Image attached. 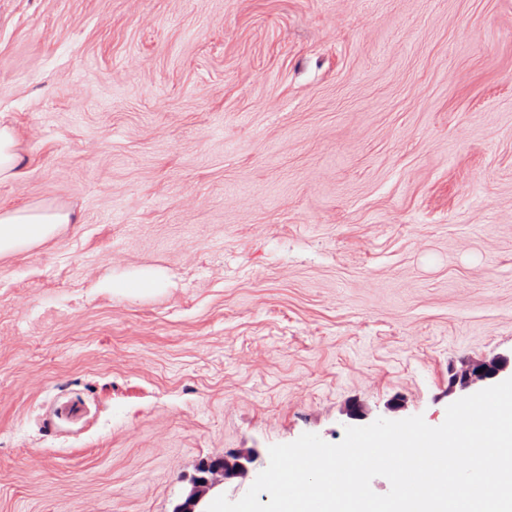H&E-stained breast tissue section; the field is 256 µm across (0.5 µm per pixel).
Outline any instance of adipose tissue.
Instances as JSON below:
<instances>
[{"mask_svg":"<svg viewBox=\"0 0 512 512\" xmlns=\"http://www.w3.org/2000/svg\"><path fill=\"white\" fill-rule=\"evenodd\" d=\"M25 168L19 133L11 124L0 120V182L21 178ZM70 221L68 211L52 207L1 210L0 255L37 245Z\"/></svg>","mask_w":512,"mask_h":512,"instance_id":"adipose-tissue-1","label":"adipose tissue"}]
</instances>
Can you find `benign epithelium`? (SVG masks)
Returning <instances> with one entry per match:
<instances>
[{
  "label": "benign epithelium",
  "mask_w": 512,
  "mask_h": 512,
  "mask_svg": "<svg viewBox=\"0 0 512 512\" xmlns=\"http://www.w3.org/2000/svg\"><path fill=\"white\" fill-rule=\"evenodd\" d=\"M511 367L512 358L504 355L470 360L461 369L451 371L449 392L469 393L477 388L489 387L507 375ZM255 457L256 452L250 450L244 454L215 455L203 460L189 481L188 493L172 512H206L203 505L210 492L224 485L227 479L246 475V463Z\"/></svg>",
  "instance_id": "obj_1"
}]
</instances>
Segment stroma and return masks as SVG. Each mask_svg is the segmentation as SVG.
Segmentation results:
<instances>
[{
    "mask_svg": "<svg viewBox=\"0 0 512 512\" xmlns=\"http://www.w3.org/2000/svg\"><path fill=\"white\" fill-rule=\"evenodd\" d=\"M0 115V209L73 217L0 257V512H171L261 449L236 501L512 355V0H0ZM25 168L20 135L0 115V182L21 178L25 174ZM256 457L254 450L237 455H215L203 460L189 481L190 489L184 499L172 512H207L203 505L211 491L223 486L224 481L237 476H245L247 466L242 460L251 462ZM202 480V483H199Z\"/></svg>",
    "mask_w": 512,
    "mask_h": 512,
    "instance_id": "1",
    "label": "stroma"
}]
</instances>
